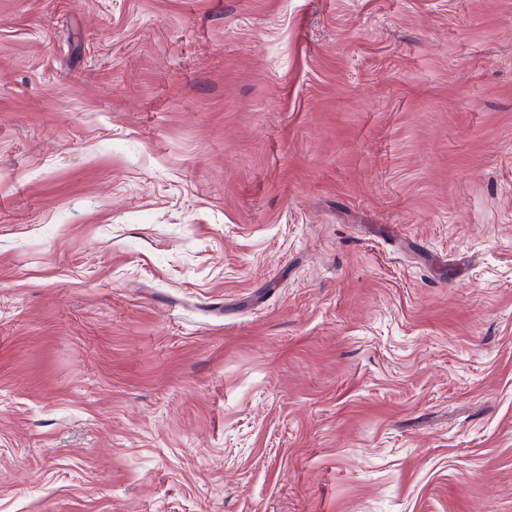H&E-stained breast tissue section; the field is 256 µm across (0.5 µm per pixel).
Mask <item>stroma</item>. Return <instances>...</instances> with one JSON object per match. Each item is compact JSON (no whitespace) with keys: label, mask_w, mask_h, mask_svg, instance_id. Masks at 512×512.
<instances>
[{"label":"stroma","mask_w":512,"mask_h":512,"mask_svg":"<svg viewBox=\"0 0 512 512\" xmlns=\"http://www.w3.org/2000/svg\"><path fill=\"white\" fill-rule=\"evenodd\" d=\"M0 512H512V0H0Z\"/></svg>","instance_id":"35a3bbf8"}]
</instances>
